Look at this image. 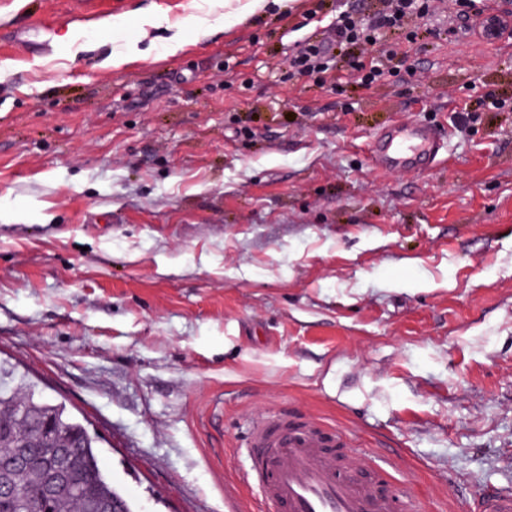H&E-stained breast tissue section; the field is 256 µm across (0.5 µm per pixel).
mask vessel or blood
<instances>
[{
    "mask_svg": "<svg viewBox=\"0 0 512 512\" xmlns=\"http://www.w3.org/2000/svg\"><path fill=\"white\" fill-rule=\"evenodd\" d=\"M442 147L434 128L400 122L372 143L370 159L382 170H423L436 162ZM345 444L344 432L322 420L272 415L252 428L253 467L243 481L260 488L273 512H422L418 496L380 491V484L393 478V463L366 454L341 460L337 450ZM471 510L512 512V489H490Z\"/></svg>",
    "mask_w": 512,
    "mask_h": 512,
    "instance_id": "obj_1",
    "label": "vessel or blood"
}]
</instances>
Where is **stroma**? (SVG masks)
I'll list each match as a JSON object with an SVG mask.
<instances>
[{
	"label": "stroma",
	"mask_w": 512,
	"mask_h": 512,
	"mask_svg": "<svg viewBox=\"0 0 512 512\" xmlns=\"http://www.w3.org/2000/svg\"><path fill=\"white\" fill-rule=\"evenodd\" d=\"M351 8L380 0H0V361L132 512H226L274 413L401 459L423 512L512 482V39L437 0L372 85L294 74ZM49 24L66 51L14 43ZM401 121L434 166L373 167Z\"/></svg>",
	"instance_id": "obj_1"
}]
</instances>
